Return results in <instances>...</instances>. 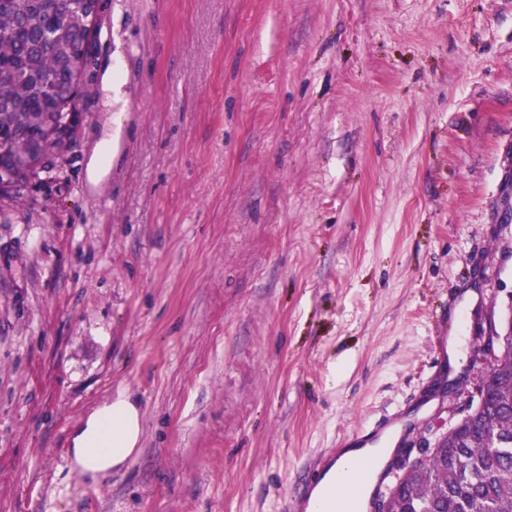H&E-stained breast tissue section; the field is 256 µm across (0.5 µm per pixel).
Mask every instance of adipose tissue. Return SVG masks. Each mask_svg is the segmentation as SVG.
Returning <instances> with one entry per match:
<instances>
[{
    "label": "adipose tissue",
    "instance_id": "1",
    "mask_svg": "<svg viewBox=\"0 0 512 512\" xmlns=\"http://www.w3.org/2000/svg\"><path fill=\"white\" fill-rule=\"evenodd\" d=\"M141 432L138 408L126 393H117L112 403L89 417L84 429L74 440L73 459L83 473L108 471L128 458L134 451ZM391 436H384L380 447L349 448L326 470L313 488L308 512L327 507L326 489L342 495L357 487L356 466L375 473L388 455Z\"/></svg>",
    "mask_w": 512,
    "mask_h": 512
}]
</instances>
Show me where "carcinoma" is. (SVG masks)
Here are the masks:
<instances>
[{"label":"carcinoma","mask_w":512,"mask_h":512,"mask_svg":"<svg viewBox=\"0 0 512 512\" xmlns=\"http://www.w3.org/2000/svg\"><path fill=\"white\" fill-rule=\"evenodd\" d=\"M73 0H0V165L28 154L20 134L42 112L68 111L54 88L69 79L86 37ZM489 366L463 416L401 473L394 512H512V313L493 329Z\"/></svg>","instance_id":"carcinoma-1"}]
</instances>
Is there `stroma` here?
<instances>
[{
    "instance_id": "1",
    "label": "stroma",
    "mask_w": 512,
    "mask_h": 512,
    "mask_svg": "<svg viewBox=\"0 0 512 512\" xmlns=\"http://www.w3.org/2000/svg\"><path fill=\"white\" fill-rule=\"evenodd\" d=\"M112 59L0 205V512H290L331 449L433 445L512 310V0H108ZM124 389L138 452L79 472ZM112 131L110 135L100 141L91 155L88 165V179L92 183H98L112 167Z\"/></svg>"
}]
</instances>
